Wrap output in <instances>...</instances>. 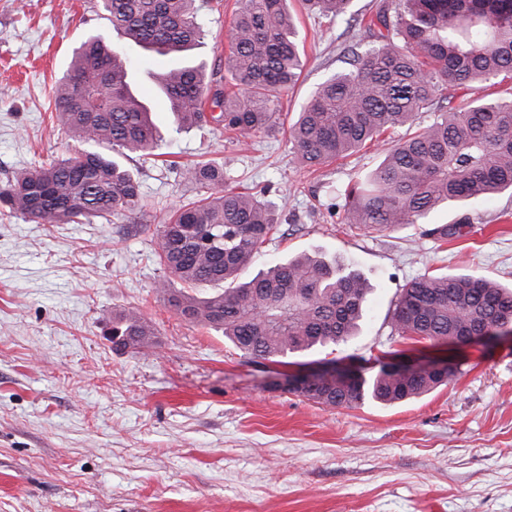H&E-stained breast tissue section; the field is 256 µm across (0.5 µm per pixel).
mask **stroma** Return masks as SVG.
Instances as JSON below:
<instances>
[{
	"label": "stroma",
	"mask_w": 512,
	"mask_h": 512,
	"mask_svg": "<svg viewBox=\"0 0 512 512\" xmlns=\"http://www.w3.org/2000/svg\"><path fill=\"white\" fill-rule=\"evenodd\" d=\"M239 6L203 0L199 10L206 35L191 59L214 88ZM289 7L301 78L281 97V127L238 137L212 123L177 130L152 78L171 58L113 32L100 0H0V184L77 150L56 126L52 89L91 34L127 56L163 138L159 155L122 161L142 191L128 218L40 224L0 209V512H512V343L449 350L390 326L402 288L423 274L512 284V192L391 231L346 224L334 190L374 168L386 142L305 168L287 127L367 33L308 17L300 0ZM213 160L231 186L265 190L275 206L255 269L319 250L368 278L358 336L285 366L258 363L169 305L158 232L199 193L184 166ZM465 215L447 241L423 234ZM127 310L153 325L149 355L106 335ZM448 353L460 367L452 381L394 406L327 408L275 385L323 362Z\"/></svg>",
	"instance_id": "obj_1"
}]
</instances>
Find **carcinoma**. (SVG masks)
I'll return each instance as SVG.
<instances>
[{
	"label": "carcinoma",
	"instance_id": "carcinoma-1",
	"mask_svg": "<svg viewBox=\"0 0 512 512\" xmlns=\"http://www.w3.org/2000/svg\"><path fill=\"white\" fill-rule=\"evenodd\" d=\"M197 0H101L112 30L144 50L181 54L202 38ZM330 22L348 16L351 0H302ZM372 45L352 52L349 67L309 95L289 140L299 161L344 159L390 129L411 125L447 91L512 81V0H390L363 16ZM304 62L297 19L288 0H242L230 28L224 89L209 92L191 62L154 75L177 126L207 121L251 136L278 127L279 99L299 82ZM58 125L82 144L46 164L23 167L0 187L9 213L40 224L119 218L142 208L138 179L117 155L152 153L160 137L148 108L133 94L129 62L90 35L74 51L53 88ZM183 178L204 189L171 210L157 236L169 277L159 288L186 320L224 334L249 358L280 362L288 355L345 342L364 317L371 291L353 266L324 253L300 254L243 280L275 229L269 205L230 188L214 163L188 167ZM512 190V95L474 99L396 141L373 169L337 194L346 223L366 230L419 224L437 208L463 207ZM212 291L174 290L171 281ZM399 336L447 343L487 327H512V286L479 275L424 274L403 288L391 314ZM112 343L136 353L153 344L154 328L135 311L112 315ZM459 372L371 371L351 383L321 381L292 388L315 403L395 405L427 394Z\"/></svg>",
	"mask_w": 512,
	"mask_h": 512
}]
</instances>
